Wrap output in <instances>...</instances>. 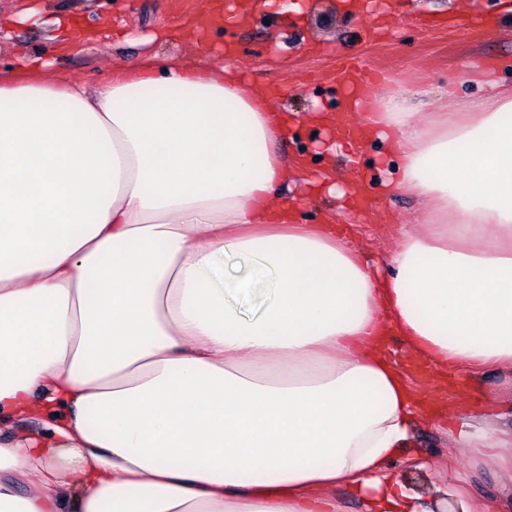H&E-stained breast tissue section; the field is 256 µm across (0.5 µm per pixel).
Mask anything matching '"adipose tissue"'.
<instances>
[{
  "mask_svg": "<svg viewBox=\"0 0 512 512\" xmlns=\"http://www.w3.org/2000/svg\"><path fill=\"white\" fill-rule=\"evenodd\" d=\"M493 92L458 102L455 88ZM362 118L385 194L423 203L384 263L292 224L288 117L170 58L97 88L0 73V512H432L387 470L416 430L387 326L440 369L512 370V92L449 111L393 77ZM265 300L250 305L255 292ZM512 486V429L462 417Z\"/></svg>",
  "mask_w": 512,
  "mask_h": 512,
  "instance_id": "adipose-tissue-1",
  "label": "adipose tissue"
}]
</instances>
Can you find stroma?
<instances>
[{
	"label": "stroma",
	"mask_w": 512,
	"mask_h": 512,
	"mask_svg": "<svg viewBox=\"0 0 512 512\" xmlns=\"http://www.w3.org/2000/svg\"><path fill=\"white\" fill-rule=\"evenodd\" d=\"M351 0H278L275 11L247 24L216 26L196 21L197 41L178 35L183 19L173 0H0V69L21 68L27 57L40 56L46 70L62 80L94 86L112 75L113 67L151 55L156 61L176 55L189 64L224 66L257 87L286 86L275 106L292 123L280 151L289 167L321 169L315 147L320 127L306 120L309 112L346 111L353 123L361 114L346 104L338 83L329 79L340 55L360 57L373 69L370 94L386 92V75L403 74L432 92L423 105L431 111L448 88L450 76L470 60L500 65L502 86H512V0H385L393 25L377 40H369L363 9ZM482 15L488 27L466 35L451 21ZM234 42L235 58L224 55L225 42ZM375 141H364L355 160L336 156L330 172L333 193L309 195L300 179L290 178L293 195L303 202L296 215L300 224L332 222L350 244L370 258L384 256L400 226L420 230L425 213L415 198L382 195ZM364 186L367 208L353 204L357 186ZM392 351L412 393L428 401L413 443L392 463V469L421 495L433 482L462 485L477 501L494 496L500 476L482 457L452 450L443 422L467 415L494 416L496 425L512 426V376L480 372L437 376L390 333Z\"/></svg>",
	"instance_id": "35a3bbf8"
}]
</instances>
